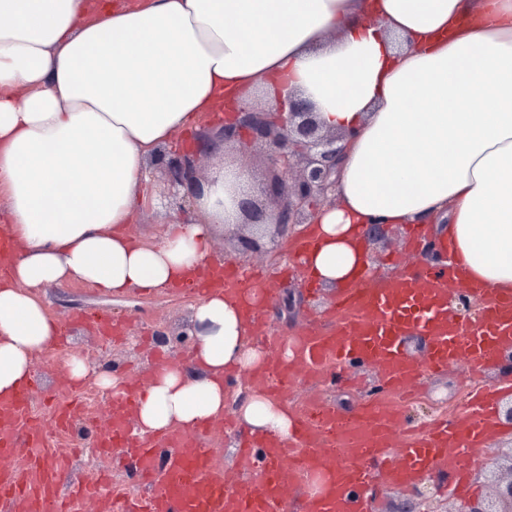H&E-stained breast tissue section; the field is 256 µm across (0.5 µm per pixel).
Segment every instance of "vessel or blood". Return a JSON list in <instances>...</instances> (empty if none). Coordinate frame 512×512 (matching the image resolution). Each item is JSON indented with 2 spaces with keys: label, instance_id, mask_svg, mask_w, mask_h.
Masks as SVG:
<instances>
[{
  "label": "vessel or blood",
  "instance_id": "vessel-or-blood-1",
  "mask_svg": "<svg viewBox=\"0 0 512 512\" xmlns=\"http://www.w3.org/2000/svg\"><path fill=\"white\" fill-rule=\"evenodd\" d=\"M397 266L395 275L370 284L358 279L338 289L329 329L306 325L289 347L266 331L265 311L252 296L259 282L254 273L229 261L201 272L202 286L240 295L267 352L253 380L270 397H287L301 378L323 385L334 381L337 368L355 362L372 366L378 394L353 415L303 400L292 409L289 440L242 435L238 463L227 470L203 450L201 432L134 436L130 420L138 390L128 387L113 398L108 417L91 419L90 427L97 452L115 455L119 467L133 471L146 491L138 498L108 476L65 483L74 451L57 447L54 438L70 431L83 405L66 384L49 415L42 416L30 387L23 386L0 399V512H43L49 501L57 512H75L86 499L96 500L101 512H283L314 479L319 489L306 496L303 512H368L367 496L376 481L409 486L430 470L451 478L454 494H468L466 475L484 461L482 441L501 397L499 387L480 379L512 346V292L460 283L444 267L417 269L402 260ZM457 291L479 298L480 313L455 318L448 296ZM410 332L429 342L422 361H410L400 346ZM459 362L474 384L466 409L418 431L406 429L401 397L417 392L423 374H440ZM245 474L254 479L249 492L239 486Z\"/></svg>",
  "mask_w": 512,
  "mask_h": 512
}]
</instances>
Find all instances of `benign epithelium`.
<instances>
[{
    "label": "benign epithelium",
    "instance_id": "1",
    "mask_svg": "<svg viewBox=\"0 0 512 512\" xmlns=\"http://www.w3.org/2000/svg\"><path fill=\"white\" fill-rule=\"evenodd\" d=\"M229 116L217 132L207 129L197 134L198 152H161L153 170L160 174L169 195L189 202L201 192L200 157L218 138L224 147L249 143L265 149L268 183L264 192L274 196L276 219L270 220L267 204L243 193L238 208L242 223L252 227L272 226L273 233L284 235L304 224L320 203L336 202V172L344 159L343 136L323 131L317 121L315 105L292 90L281 94L278 116L273 118L252 103L224 106ZM296 312L292 292L285 293L274 315L291 319ZM485 480L491 495L472 504L469 512H512V448L495 453V467Z\"/></svg>",
    "mask_w": 512,
    "mask_h": 512
}]
</instances>
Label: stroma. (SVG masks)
I'll return each instance as SVG.
<instances>
[{
	"label": "stroma",
	"mask_w": 512,
	"mask_h": 512,
	"mask_svg": "<svg viewBox=\"0 0 512 512\" xmlns=\"http://www.w3.org/2000/svg\"><path fill=\"white\" fill-rule=\"evenodd\" d=\"M239 163L250 172L251 181L258 182L264 178L265 164L260 150L254 146L225 148L221 141H214L207 154L201 158L203 169L220 163ZM293 235L275 237L266 242L264 251L242 252L237 240L217 236L212 244L214 256L234 261L245 267H266L267 250L281 253L282 262L292 265L291 255ZM368 265L364 275L374 281L388 274L385 264L388 256L403 251L405 247L404 229L400 226L387 228L384 239L368 240ZM293 293L299 295L302 303L291 321L271 322V331L285 340H293L306 319L324 317L336 299L332 289H320L316 295H309L302 285L301 277H294L289 282ZM40 300L48 314L58 320L63 328L65 340L60 347L53 348L37 357L33 380L36 389L33 393L35 408L57 398L59 386L56 371L65 359L77 356L87 361L91 367L107 369L130 383L142 378L145 371L153 369L155 353H163L168 362H184L186 353L191 348L190 342H178L176 332L190 320L192 310L198 299L194 296L178 295L172 290L164 289L152 292L131 291L123 296H113L93 285L74 281L61 288H51L40 293ZM94 309L110 314L114 321L127 324L128 332L124 343L106 342L92 333L88 324L71 322V315L78 310ZM172 332L173 337L167 343H160L157 338L159 330ZM351 376L362 379L369 388L376 385V373L368 366L357 365L350 371ZM461 369L452 367L447 373L424 379L422 391L413 404L407 405L406 416L409 424L415 425L426 420L437 402L450 401L456 406H463L462 391L468 390ZM367 392H356L354 385L343 382L334 386L304 384L296 389L297 396H314L335 408L340 415L353 414L369 398ZM84 432L71 436L74 443L80 444L81 452L72 465L71 479L78 482L94 477L100 472H110L116 485L130 487L129 476L112 468L109 459L101 457L93 448L86 446ZM377 497L372 501V512H395L396 506H405L406 512H454L464 505L461 497L448 498L439 492L435 485L416 483L414 486L400 488L394 485L376 487Z\"/></svg>",
	"instance_id": "obj_1"
}]
</instances>
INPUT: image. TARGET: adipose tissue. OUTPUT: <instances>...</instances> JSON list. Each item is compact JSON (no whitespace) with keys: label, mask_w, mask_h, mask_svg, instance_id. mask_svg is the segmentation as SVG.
I'll return each instance as SVG.
<instances>
[{"label":"adipose tissue","mask_w":512,"mask_h":512,"mask_svg":"<svg viewBox=\"0 0 512 512\" xmlns=\"http://www.w3.org/2000/svg\"><path fill=\"white\" fill-rule=\"evenodd\" d=\"M284 85L353 133L335 204L301 230L320 284L363 271L370 225L444 216L456 275L512 289V0H0V202L16 245L0 277V395L59 341L37 290L167 288L201 270L216 226L235 233L238 164L157 241L128 226L159 147L256 86L274 111ZM192 324V365L153 373L134 434L221 422L226 375L260 364L234 298L203 296ZM237 413L250 432L291 433L287 407L260 393Z\"/></svg>","instance_id":"ef3b65f1"}]
</instances>
